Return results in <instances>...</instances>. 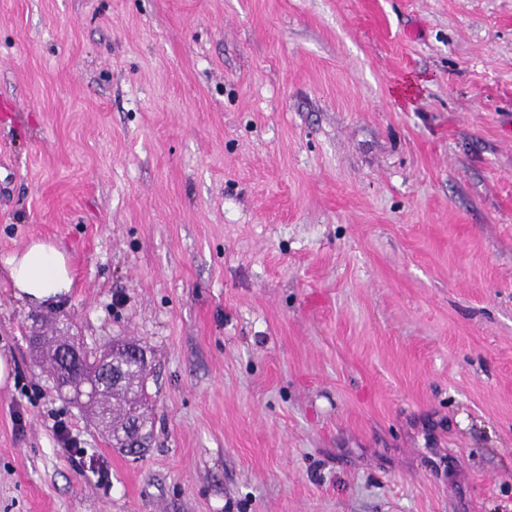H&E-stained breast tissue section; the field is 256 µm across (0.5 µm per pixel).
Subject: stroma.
Returning a JSON list of instances; mask_svg holds the SVG:
<instances>
[{
	"instance_id": "obj_1",
	"label": "stroma",
	"mask_w": 512,
	"mask_h": 512,
	"mask_svg": "<svg viewBox=\"0 0 512 512\" xmlns=\"http://www.w3.org/2000/svg\"><path fill=\"white\" fill-rule=\"evenodd\" d=\"M0 512H512V0H0ZM137 341L132 457L34 330ZM64 423L81 454L68 455ZM3 264L15 294L32 302L56 300L73 286L67 254L51 244L31 243L24 251L6 256Z\"/></svg>"
}]
</instances>
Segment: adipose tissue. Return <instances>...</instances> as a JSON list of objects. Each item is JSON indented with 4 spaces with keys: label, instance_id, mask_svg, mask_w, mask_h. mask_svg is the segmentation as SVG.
Here are the masks:
<instances>
[{
    "label": "adipose tissue",
    "instance_id": "obj_1",
    "mask_svg": "<svg viewBox=\"0 0 512 512\" xmlns=\"http://www.w3.org/2000/svg\"><path fill=\"white\" fill-rule=\"evenodd\" d=\"M0 263L6 267L16 295L32 302H48L67 294L73 286L67 254L51 244H30Z\"/></svg>",
    "mask_w": 512,
    "mask_h": 512
}]
</instances>
